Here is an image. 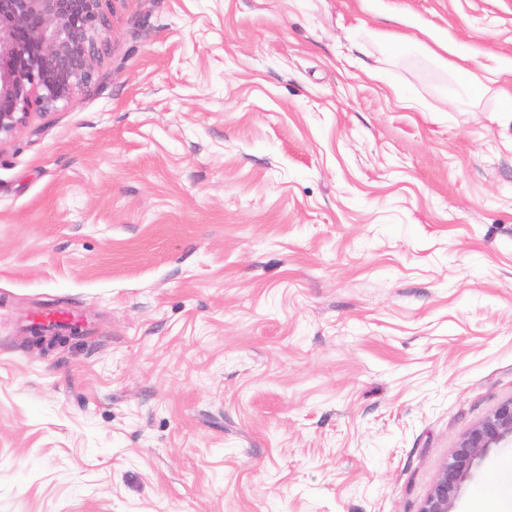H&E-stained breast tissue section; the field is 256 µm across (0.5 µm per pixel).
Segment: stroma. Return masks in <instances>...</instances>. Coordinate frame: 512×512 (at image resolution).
Here are the masks:
<instances>
[{"mask_svg":"<svg viewBox=\"0 0 512 512\" xmlns=\"http://www.w3.org/2000/svg\"><path fill=\"white\" fill-rule=\"evenodd\" d=\"M107 18L0 142V512H420L512 398V0Z\"/></svg>","mask_w":512,"mask_h":512,"instance_id":"stroma-1","label":"stroma"}]
</instances>
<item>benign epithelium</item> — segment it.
<instances>
[{"instance_id":"benign-epithelium-1","label":"benign epithelium","mask_w":512,"mask_h":512,"mask_svg":"<svg viewBox=\"0 0 512 512\" xmlns=\"http://www.w3.org/2000/svg\"><path fill=\"white\" fill-rule=\"evenodd\" d=\"M109 0H0V142L31 110H47L89 84L109 31ZM512 438V399L500 404L453 450L421 512H453L475 460Z\"/></svg>"}]
</instances>
